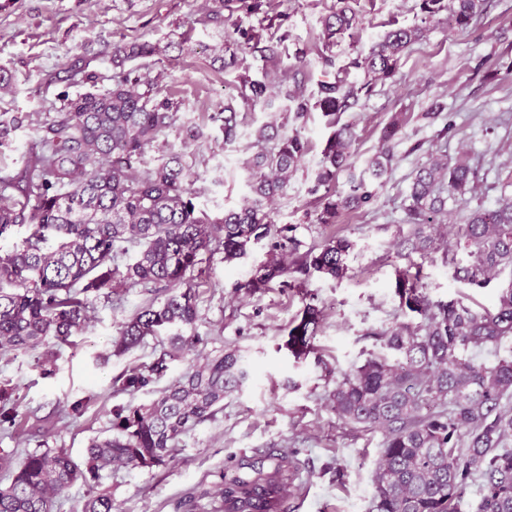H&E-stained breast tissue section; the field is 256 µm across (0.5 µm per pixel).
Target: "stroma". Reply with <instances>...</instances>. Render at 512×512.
Instances as JSON below:
<instances>
[{
  "mask_svg": "<svg viewBox=\"0 0 512 512\" xmlns=\"http://www.w3.org/2000/svg\"><path fill=\"white\" fill-rule=\"evenodd\" d=\"M336 0H274L284 17L289 49L316 52L321 19ZM212 0H0V75L10 85L0 92V112L30 114L31 124L0 145V162L14 166L35 135L34 123L58 111L61 94L76 97L112 85V46L147 40L156 55L136 60V67L159 79L194 113L216 112L238 83L218 61L222 41L197 19ZM361 22L333 47L337 64L356 51H368L390 25L420 21L418 0H355ZM88 63L94 78L72 80L65 67L75 58ZM446 109L435 119L424 113L432 99ZM400 118L393 142L392 172L376 201L342 217L335 226L307 223L321 150L328 136L320 113H310L303 132L312 149L288 194L275 205L280 224L296 225L305 243L339 233L356 241L342 279L312 278L303 288L272 285L265 293L235 291L268 255L267 242L252 245L244 258L225 262L222 253L204 256L198 269L199 341L187 358L170 362L147 388L119 390L115 379L149 364L168 348L165 337H147L127 353L115 354L113 339L120 322L149 298L141 288L121 290L119 303L96 301L87 329L72 344L55 347L50 362L36 354L0 356V382L14 387L20 413L36 412L43 441L64 449L83 464L92 438L104 436L116 406L150 404L172 385L190 362L219 351L237 352L250 371L241 391L224 398V409L183 434L172 461L164 467H122L104 473L99 488L112 495L113 512H225L216 493L220 477L252 478L273 472L287 459L288 472L279 512H368L373 471L383 436L338 420L329 407L337 377L381 353L377 330L399 314L398 257L393 239L404 217L403 203L416 167L430 154H466L479 170L476 195L449 202L454 225L477 205L494 206L498 178L512 171V0H484L482 15L459 32L433 23L426 37L402 57L396 76L377 83L342 119L354 123L356 160L372 156L382 128ZM266 113L247 115L241 143L234 148L211 141L203 152L219 174L201 208L219 211L237 206L246 193L239 165L252 142L251 132ZM423 280L432 300L457 299L474 306L494 300L503 278L476 288L455 276L443 253L421 260ZM320 311L314 352L295 359L285 347L288 327L306 303ZM87 399L83 416L70 418L65 407Z\"/></svg>",
  "mask_w": 512,
  "mask_h": 512,
  "instance_id": "1",
  "label": "stroma"
}]
</instances>
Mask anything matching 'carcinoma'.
<instances>
[{"mask_svg": "<svg viewBox=\"0 0 512 512\" xmlns=\"http://www.w3.org/2000/svg\"><path fill=\"white\" fill-rule=\"evenodd\" d=\"M197 22L224 29L220 70H242L237 95L202 122L182 118L183 102L159 82L125 64L149 58L158 48L146 41L113 46L112 87L64 96L63 106L36 129L37 141L21 172L0 177V241L16 228L27 229L21 243L0 245V354L36 351L46 339L61 344L84 331L94 301L112 298L117 288L141 287L154 297L117 328L115 351L126 352L146 337L166 333L170 350L156 361L127 371L121 388L139 391L184 357L198 342L199 283L194 272L202 256L221 250L224 260L247 255L264 239L269 258L240 285L249 295L274 282L300 287L315 276L342 279L355 243L329 236L305 252L297 226L277 225L274 203L285 196L311 145L302 122L321 113L329 134L321 150L311 193L316 207L310 222L331 225L344 211L372 204L392 169L390 143L401 123L383 130L381 146L361 169L353 161L354 125L342 115L371 95L375 81L393 78L404 53L426 37L422 25L398 26L384 33L368 54L336 66L331 49L359 24L351 0H336L322 18L323 79L308 84L307 53L289 58L288 31L279 16L263 14L267 0H213ZM483 0H419L422 20L441 13L458 31L468 29ZM262 15L258 26L225 28L224 11ZM261 62L250 73L245 55ZM363 74L360 81L352 73ZM260 110L282 115L254 133L252 152L243 159L247 194L222 212L200 208L208 191V161L202 153L207 125L218 126L223 144L243 136L239 113ZM27 116L0 113V144L23 126ZM178 129L179 145L167 141ZM157 150L160 156L145 161ZM347 174V188L331 190ZM477 169L467 156H430L416 171L406 197L405 217L394 241L397 255L410 260L465 252L456 276L479 288L504 271L512 273V182L502 183L497 205L470 211L457 225L455 240H441L440 219L448 200L475 191ZM135 247L124 264L118 260ZM401 313L378 332L385 354L336 378L331 407L347 424L378 430L382 452L373 476L369 512H459L470 483L480 480L476 512H512V289L503 288L489 306L459 301L434 302L420 272L405 269L395 283ZM319 309L308 303L288 330L285 347L299 360L314 350ZM483 352L495 356L487 363ZM249 372L234 352L206 356L148 406L112 410L108 435L87 448L84 466L61 448L26 452L21 465L0 485V512H55L57 498L77 481L87 487L80 512H112V496L97 491L103 472L114 467L167 465L179 438L213 418L224 397L243 388ZM14 389H0V430L20 427ZM263 489L264 512H277L282 488L273 475L234 477L217 494L235 512H248L252 495Z\"/></svg>", "mask_w": 512, "mask_h": 512, "instance_id": "cac0c4a2", "label": "carcinoma"}]
</instances>
